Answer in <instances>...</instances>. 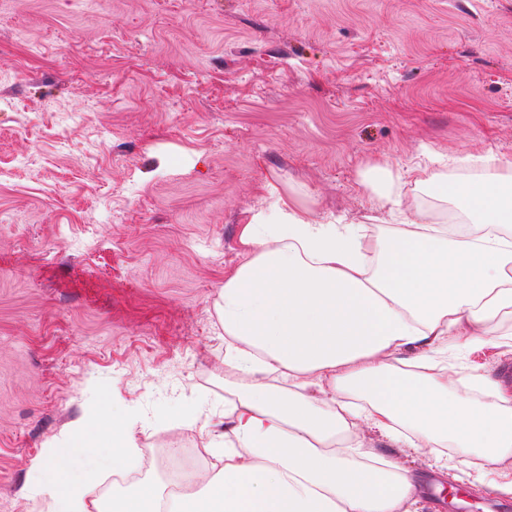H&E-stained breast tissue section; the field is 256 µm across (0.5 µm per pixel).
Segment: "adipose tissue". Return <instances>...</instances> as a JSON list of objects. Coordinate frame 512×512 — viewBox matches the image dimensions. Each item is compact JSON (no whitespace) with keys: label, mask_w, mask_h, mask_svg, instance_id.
I'll list each match as a JSON object with an SVG mask.
<instances>
[{"label":"adipose tissue","mask_w":512,"mask_h":512,"mask_svg":"<svg viewBox=\"0 0 512 512\" xmlns=\"http://www.w3.org/2000/svg\"><path fill=\"white\" fill-rule=\"evenodd\" d=\"M479 186L443 171L393 176L367 170L375 212L399 218L388 234L319 218L280 196L241 225L246 260L224 280L217 305L224 367L245 386L227 403L234 426L209 482L164 499L135 487L112 495V512H404L413 481L393 469L353 466L358 428L391 439L411 431L421 446L479 450L486 465L512 454V390L486 381L475 406L439 376L447 345L512 346L486 323L512 314V158L485 157ZM468 203L470 230L449 231L418 216L416 192ZM418 347L412 368L393 361ZM134 450L124 428L71 430L52 458L94 456L123 468ZM34 493L50 512H96L90 479L49 472Z\"/></svg>","instance_id":"1"}]
</instances>
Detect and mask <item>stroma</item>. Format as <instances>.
I'll use <instances>...</instances> for the list:
<instances>
[{"mask_svg":"<svg viewBox=\"0 0 512 512\" xmlns=\"http://www.w3.org/2000/svg\"><path fill=\"white\" fill-rule=\"evenodd\" d=\"M2 97L0 512H47L33 465L91 418H123L164 489L181 436L223 443L239 391L215 303L269 188L358 222L375 162L441 156L476 186L475 158L512 157V0H0ZM509 366L448 350L474 405ZM360 438L353 464L512 512V455Z\"/></svg>","mask_w":512,"mask_h":512,"instance_id":"1","label":"stroma"}]
</instances>
